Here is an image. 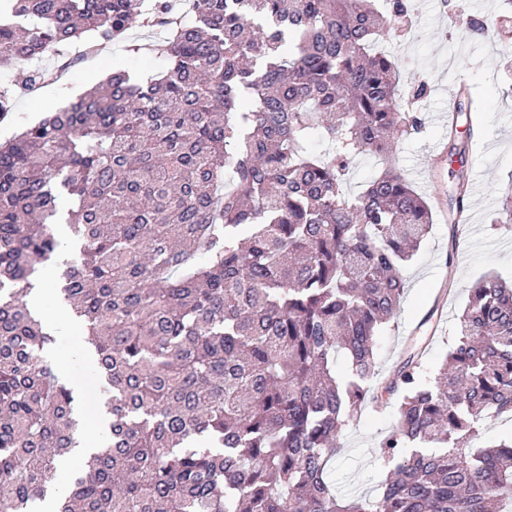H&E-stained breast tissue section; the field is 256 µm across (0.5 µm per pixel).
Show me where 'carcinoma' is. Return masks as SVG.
Wrapping results in <instances>:
<instances>
[{
	"instance_id": "cac0c4a2",
	"label": "carcinoma",
	"mask_w": 512,
	"mask_h": 512,
	"mask_svg": "<svg viewBox=\"0 0 512 512\" xmlns=\"http://www.w3.org/2000/svg\"><path fill=\"white\" fill-rule=\"evenodd\" d=\"M0 68L134 26L166 67L115 71L0 145V512H32L77 443V397L26 297L65 247L59 298L112 415L59 512H512V283L469 290L442 368L423 348L385 379L376 348L431 207L390 158L424 118L380 50L406 0H9ZM477 135L481 112L459 88ZM328 144L307 150L315 135ZM358 156L383 160L357 192ZM70 235L61 238L57 225ZM347 374L337 371L338 358ZM398 402L372 497L330 466L370 402ZM511 414H505L501 418L488 422L482 429V440L486 445L507 439L512 432Z\"/></svg>"
}]
</instances>
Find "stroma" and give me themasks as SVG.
<instances>
[{
    "label": "stroma",
    "instance_id": "35a3bbf8",
    "mask_svg": "<svg viewBox=\"0 0 512 512\" xmlns=\"http://www.w3.org/2000/svg\"><path fill=\"white\" fill-rule=\"evenodd\" d=\"M414 22L410 32L391 51L406 62L408 83H427L429 91L417 104L424 117L418 134L400 139L394 148L396 166L425 196L433 211V224L414 259L403 270L405 295L394 318L377 343V369L381 375L397 370L410 344H424L428 369L443 364L455 338L456 317L468 299L472 284L493 272L512 279V223L491 227L500 207L501 193L512 183V21L499 32L468 35L449 33L448 13L461 4L465 14L494 15L501 0H412ZM152 31L135 26L109 45L106 61L89 58L84 46L70 49L66 59L45 60L61 70L62 81L34 91L22 90L12 110L0 120V132L19 133L44 112L63 108L93 84L111 74L113 67L148 75L165 65L151 49ZM468 85L482 103V133L468 139L464 118L449 120L448 92ZM463 169L477 191L473 223L454 231L450 173ZM57 359L70 363L72 374L88 387L87 407L95 409L102 390L94 355L83 334L56 339ZM396 422L394 407H365L344 432L342 451L330 479L337 494L372 496L387 470L378 461L382 439Z\"/></svg>",
    "mask_w": 512,
    "mask_h": 512
}]
</instances>
